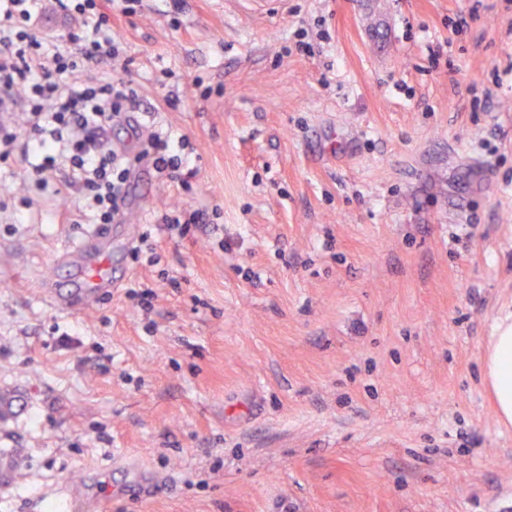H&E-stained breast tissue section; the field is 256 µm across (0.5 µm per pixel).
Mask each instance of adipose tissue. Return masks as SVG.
I'll use <instances>...</instances> for the list:
<instances>
[{
  "instance_id": "adipose-tissue-1",
  "label": "adipose tissue",
  "mask_w": 512,
  "mask_h": 512,
  "mask_svg": "<svg viewBox=\"0 0 512 512\" xmlns=\"http://www.w3.org/2000/svg\"><path fill=\"white\" fill-rule=\"evenodd\" d=\"M484 381L502 424H512V323L495 327L484 358Z\"/></svg>"
}]
</instances>
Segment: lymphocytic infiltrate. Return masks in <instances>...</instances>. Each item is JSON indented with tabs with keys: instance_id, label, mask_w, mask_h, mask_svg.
Here are the masks:
<instances>
[{
	"instance_id": "1",
	"label": "lymphocytic infiltrate",
	"mask_w": 512,
	"mask_h": 512,
	"mask_svg": "<svg viewBox=\"0 0 512 512\" xmlns=\"http://www.w3.org/2000/svg\"><path fill=\"white\" fill-rule=\"evenodd\" d=\"M142 0H56L71 26L37 34L41 0H0V112L20 109L24 129L0 121V161L31 164L39 196L78 188L93 223H115L135 166L144 164L182 188L197 170L183 152L186 139L152 132L133 147L115 149L106 133L138 111L133 82L98 78L91 67L118 65L124 48L112 33V13L135 14Z\"/></svg>"
}]
</instances>
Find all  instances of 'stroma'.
I'll return each instance as SVG.
<instances>
[{
    "mask_svg": "<svg viewBox=\"0 0 512 512\" xmlns=\"http://www.w3.org/2000/svg\"><path fill=\"white\" fill-rule=\"evenodd\" d=\"M161 7L112 16L143 121L197 158L191 191L129 186L159 265L72 188L24 223L0 163V512L61 483L73 512H512L481 377L512 316V0ZM186 208L212 224L155 226ZM95 231L122 286L60 308Z\"/></svg>",
    "mask_w": 512,
    "mask_h": 512,
    "instance_id": "stroma-1",
    "label": "stroma"
}]
</instances>
